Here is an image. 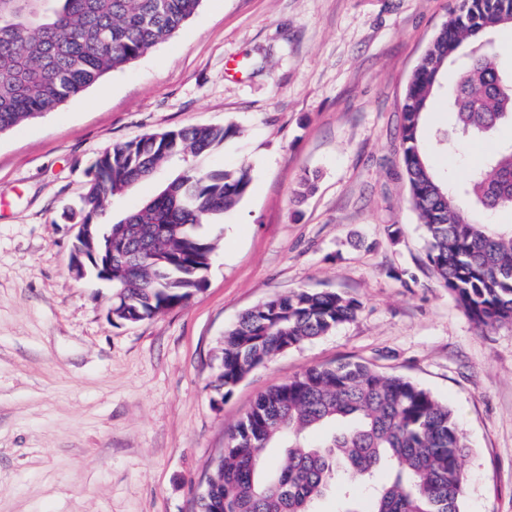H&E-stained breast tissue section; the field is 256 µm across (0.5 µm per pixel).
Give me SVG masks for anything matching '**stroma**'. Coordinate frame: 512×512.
Masks as SVG:
<instances>
[{
    "mask_svg": "<svg viewBox=\"0 0 512 512\" xmlns=\"http://www.w3.org/2000/svg\"><path fill=\"white\" fill-rule=\"evenodd\" d=\"M454 3L202 0L172 37L0 135V512H195L255 399L343 361L448 402L469 447L463 512H512V324L479 329L438 283L400 161V103ZM192 125L233 128L205 164L249 166L250 191L203 227L217 247L201 292L113 325L115 290L73 274L62 212L113 143ZM510 142L506 123L432 150L434 168L463 179ZM297 288L360 310L219 396L225 328Z\"/></svg>",
    "mask_w": 512,
    "mask_h": 512,
    "instance_id": "obj_1",
    "label": "stroma"
}]
</instances>
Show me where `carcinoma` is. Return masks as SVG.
Here are the masks:
<instances>
[{
	"instance_id": "cac0c4a2",
	"label": "carcinoma",
	"mask_w": 512,
	"mask_h": 512,
	"mask_svg": "<svg viewBox=\"0 0 512 512\" xmlns=\"http://www.w3.org/2000/svg\"><path fill=\"white\" fill-rule=\"evenodd\" d=\"M202 0H0V132L82 95L175 34ZM512 26V0H458L412 72L402 100L401 160L409 203L423 225L436 279L481 329L512 323V229L492 223L512 208V143L459 183L436 172L424 122L444 72L454 129L437 136L454 153L512 121V70L494 35ZM234 130L189 126L114 143L94 163L87 192L65 212L81 224L73 252L86 272L123 295L112 323L148 320L206 283L216 242L198 227L236 207L251 172L203 160ZM164 175L158 193L111 221L112 201ZM359 303L297 288L254 306L224 331L214 388L229 394L255 366L353 320ZM282 449L269 467L266 451ZM467 446L448 404L413 381L361 362L314 366L260 394L227 436L221 475L198 512H317L333 492L346 512H463Z\"/></svg>"
}]
</instances>
